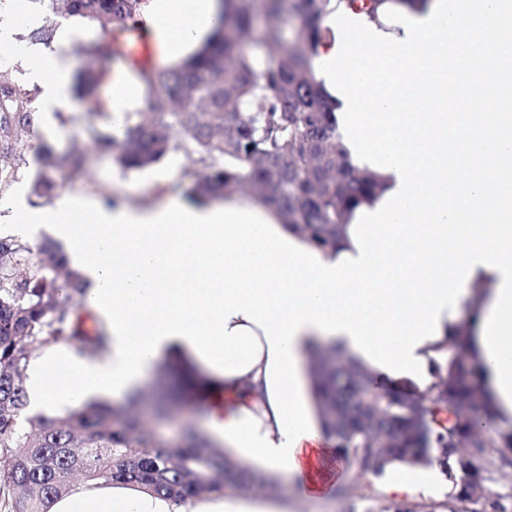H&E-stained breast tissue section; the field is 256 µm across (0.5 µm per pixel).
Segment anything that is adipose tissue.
Listing matches in <instances>:
<instances>
[{
  "label": "adipose tissue",
  "instance_id": "1",
  "mask_svg": "<svg viewBox=\"0 0 512 512\" xmlns=\"http://www.w3.org/2000/svg\"><path fill=\"white\" fill-rule=\"evenodd\" d=\"M216 0H145L138 24L169 63L211 36ZM318 79L336 99L353 164L386 179L324 252L248 200L112 205L95 189L30 208L0 201L21 235L66 246L92 281L85 306L108 323L90 358L55 345L30 358L29 412L53 416L86 400L136 393L160 358L199 379L204 432L271 481L326 495L328 438L308 369L313 344L349 351L391 386L427 390L440 347L479 312L470 345L494 427L512 425V0H431L380 23L327 16ZM27 0H0V60L22 61L38 86L42 130L71 107L73 63L18 40ZM484 287L475 298L476 287ZM48 512H281L270 493L187 501L132 483L74 484Z\"/></svg>",
  "mask_w": 512,
  "mask_h": 512
}]
</instances>
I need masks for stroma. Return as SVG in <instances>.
I'll return each instance as SVG.
<instances>
[{"mask_svg":"<svg viewBox=\"0 0 512 512\" xmlns=\"http://www.w3.org/2000/svg\"><path fill=\"white\" fill-rule=\"evenodd\" d=\"M31 7L38 17L39 28L53 33L64 27L78 30V40L65 45L63 51L72 58L75 71L89 69L90 61L81 49L87 43L100 39V28L70 16L63 10L49 8L46 0H33ZM54 119L56 137L49 139L41 131H34L31 141L20 146L16 152L18 179L10 192L14 195L23 194L30 206L50 205L54 196L77 195L90 184L96 185L103 195L117 197L125 204L137 208L159 206L175 196L193 200L191 181L187 176L193 164L183 153L169 152L159 163L144 170H126L118 166L111 156L91 150L89 129L95 125L96 120L84 109L64 110L55 113ZM44 142L50 143L60 154L77 147L86 149L88 161L84 181L59 183L50 197L34 195L32 184L44 172L37 148ZM140 415L159 434L172 441L180 439L187 424L202 417L199 404L193 401L184 402L181 411L174 417L163 419L157 418L153 403L146 402L140 407ZM347 469V475L334 479L328 494L323 497L305 499L298 495L295 485L280 484L279 501L284 512H345L348 505L358 501L363 494L393 499L389 477L360 475L352 463L348 464Z\"/></svg>","mask_w":512,"mask_h":512,"instance_id":"stroma-1","label":"stroma"}]
</instances>
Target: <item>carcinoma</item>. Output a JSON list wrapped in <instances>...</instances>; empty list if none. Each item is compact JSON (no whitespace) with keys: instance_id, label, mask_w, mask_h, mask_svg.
Masks as SVG:
<instances>
[{"instance_id":"cac0c4a2","label":"carcinoma","mask_w":512,"mask_h":512,"mask_svg":"<svg viewBox=\"0 0 512 512\" xmlns=\"http://www.w3.org/2000/svg\"><path fill=\"white\" fill-rule=\"evenodd\" d=\"M217 28L191 57L166 70L133 68L146 86V111L128 115L118 134L97 130L91 143L126 170H142L180 151L194 170V191L222 199L246 186L256 203L273 210L288 230L324 251L335 250L355 208L372 201L383 179L356 168L336 130L334 99L318 81L314 58L334 34L328 14L360 8L379 21L392 4L423 10L430 0H220ZM70 15L99 26L103 38L85 51L98 60L82 81L80 97L93 117L107 115L101 88L127 62L128 35L144 0H66ZM32 100L0 82V195L18 177L16 147L33 132ZM46 165L70 181L86 176V154H57L42 144ZM90 282L68 266L61 245L35 247L0 235V512H46L83 482L136 483L144 490L192 499L237 489L270 491L257 469L213 450L185 427L175 444L136 413L89 401L65 414L19 419L26 406L22 376L35 351L68 343L83 356L106 347L107 336L85 327ZM460 337L444 346L428 392L378 385L355 358L334 344L309 354L313 393L327 434L364 471L383 475L397 459L437 462L449 474L448 503L383 501L366 497L363 512H512V496L485 485L480 458L512 466V434L481 428L462 413L477 401L490 418L474 373L475 356ZM177 367L161 366L158 385L181 397Z\"/></svg>"}]
</instances>
